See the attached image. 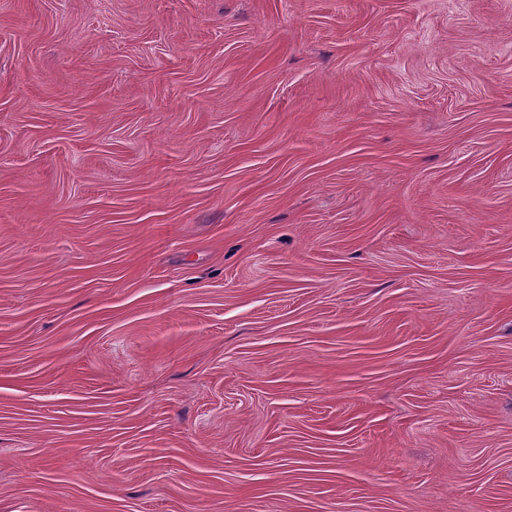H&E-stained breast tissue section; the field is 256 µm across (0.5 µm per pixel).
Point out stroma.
Wrapping results in <instances>:
<instances>
[{
    "label": "stroma",
    "mask_w": 512,
    "mask_h": 512,
    "mask_svg": "<svg viewBox=\"0 0 512 512\" xmlns=\"http://www.w3.org/2000/svg\"><path fill=\"white\" fill-rule=\"evenodd\" d=\"M0 512H512V0H0Z\"/></svg>",
    "instance_id": "obj_1"
}]
</instances>
